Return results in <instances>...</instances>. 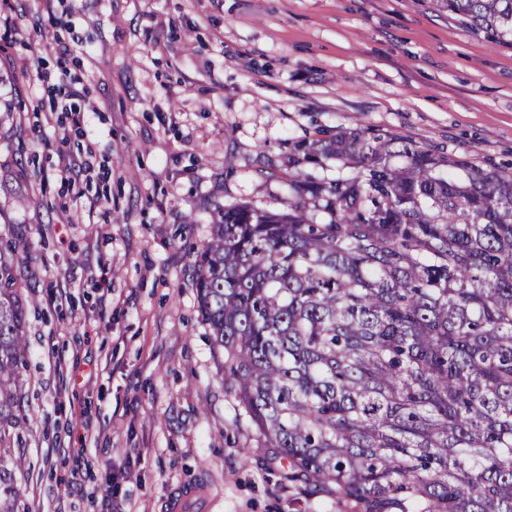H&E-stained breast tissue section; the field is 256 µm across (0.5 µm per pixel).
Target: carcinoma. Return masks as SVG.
<instances>
[{"label": "carcinoma", "instance_id": "obj_1", "mask_svg": "<svg viewBox=\"0 0 512 512\" xmlns=\"http://www.w3.org/2000/svg\"><path fill=\"white\" fill-rule=\"evenodd\" d=\"M496 39L512 0H434ZM334 161L347 173L320 178ZM282 212H215L203 322L284 479L352 512H512V173L346 127L288 154ZM326 215L317 223L309 208ZM0 253V447L21 443L26 305ZM0 460V512H25Z\"/></svg>", "mask_w": 512, "mask_h": 512}]
</instances>
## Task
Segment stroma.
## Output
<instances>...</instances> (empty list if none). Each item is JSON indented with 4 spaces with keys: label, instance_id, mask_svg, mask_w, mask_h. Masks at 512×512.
Here are the masks:
<instances>
[{
    "label": "stroma",
    "instance_id": "obj_1",
    "mask_svg": "<svg viewBox=\"0 0 512 512\" xmlns=\"http://www.w3.org/2000/svg\"><path fill=\"white\" fill-rule=\"evenodd\" d=\"M0 44L26 103L0 112V242L25 267L28 512H167L188 486L189 512H337L239 423L190 254L216 207L287 209L292 142L342 127L511 169L512 43L433 0H0Z\"/></svg>",
    "mask_w": 512,
    "mask_h": 512
}]
</instances>
